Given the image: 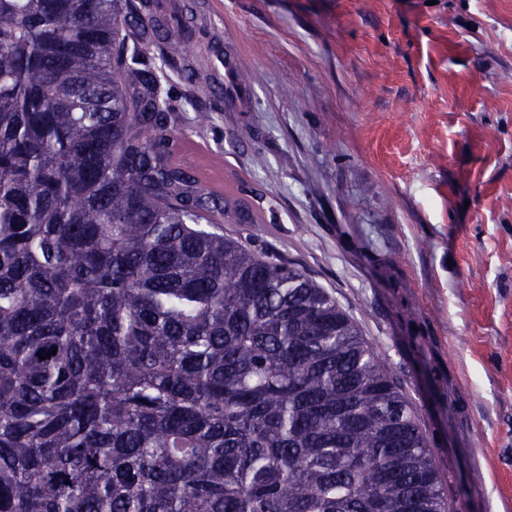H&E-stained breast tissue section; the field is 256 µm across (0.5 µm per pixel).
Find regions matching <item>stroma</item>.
<instances>
[{"label": "stroma", "mask_w": 512, "mask_h": 512, "mask_svg": "<svg viewBox=\"0 0 512 512\" xmlns=\"http://www.w3.org/2000/svg\"><path fill=\"white\" fill-rule=\"evenodd\" d=\"M199 3V32L150 54L177 133L230 182L225 235L355 320L448 512H512V0ZM202 41L216 73L237 58L247 106L180 70Z\"/></svg>", "instance_id": "35a3bbf8"}]
</instances>
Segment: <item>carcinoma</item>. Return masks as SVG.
<instances>
[{"instance_id":"cac0c4a2","label":"carcinoma","mask_w":512,"mask_h":512,"mask_svg":"<svg viewBox=\"0 0 512 512\" xmlns=\"http://www.w3.org/2000/svg\"><path fill=\"white\" fill-rule=\"evenodd\" d=\"M197 7L0 0V512H448L356 322L171 161L122 31Z\"/></svg>"}]
</instances>
